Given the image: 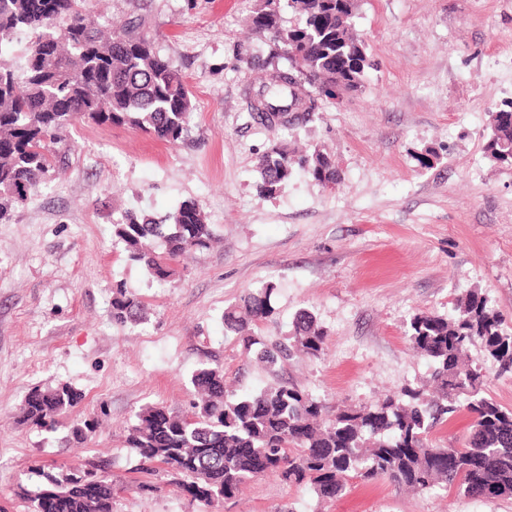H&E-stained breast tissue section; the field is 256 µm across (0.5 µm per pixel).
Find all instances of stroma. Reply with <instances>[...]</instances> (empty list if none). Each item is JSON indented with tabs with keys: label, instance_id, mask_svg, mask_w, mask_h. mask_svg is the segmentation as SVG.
<instances>
[{
	"label": "stroma",
	"instance_id": "35a3bbf8",
	"mask_svg": "<svg viewBox=\"0 0 512 512\" xmlns=\"http://www.w3.org/2000/svg\"><path fill=\"white\" fill-rule=\"evenodd\" d=\"M259 4L87 0L99 27L139 23L186 74L197 110L175 146L76 123L55 171L0 224V512H29L40 472L62 477L91 461L116 484L113 512H512V497L413 493L380 479H355L329 502L310 483L272 476L212 504L184 498L163 472L155 491L136 487L143 475L127 437L138 413L190 412L191 375L208 359L234 394L291 382L332 412L425 383L430 364L406 337L414 314H448L475 289L512 330V168L484 152L489 111L512 99V0H357L353 23L371 60L360 92L290 130L245 109L259 83L250 60L286 64L249 28ZM280 143L329 153L335 189L298 172L277 194H258L257 158ZM187 199L215 242L156 281L112 226L125 211L162 216ZM117 283L146 320L113 323ZM267 283L275 314L262 337L281 340L303 310L327 336L320 358L294 356L274 376L224 331L225 309ZM469 360L487 395L512 407V378L498 376L481 343ZM62 384L82 399L58 425L23 423L28 393ZM86 421L92 432L75 439Z\"/></svg>",
	"mask_w": 512,
	"mask_h": 512
}]
</instances>
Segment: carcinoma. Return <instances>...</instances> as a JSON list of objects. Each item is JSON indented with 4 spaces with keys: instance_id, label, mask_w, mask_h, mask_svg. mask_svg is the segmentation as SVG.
I'll return each instance as SVG.
<instances>
[{
    "instance_id": "cac0c4a2",
    "label": "carcinoma",
    "mask_w": 512,
    "mask_h": 512,
    "mask_svg": "<svg viewBox=\"0 0 512 512\" xmlns=\"http://www.w3.org/2000/svg\"><path fill=\"white\" fill-rule=\"evenodd\" d=\"M85 0H0V223L23 204L54 168L55 145L77 122L124 125L175 145L188 136L196 110L182 73L155 50L150 38L126 23L103 30L85 19ZM289 8L297 23L282 27ZM355 0H261L250 18L253 32L285 49L286 73L305 76L308 105L288 130L319 119L322 102L362 88L370 60L352 25ZM28 35L25 67L17 72L6 50ZM271 110L287 112L296 100L288 77L259 83ZM486 155L512 165V102L489 115ZM323 186L340 175L330 154L316 149L295 154L275 145L259 156L257 189L276 194L295 170ZM112 237L128 257L164 280L170 262L188 251L207 249L212 233L196 200L183 201L163 218L129 212L113 225ZM161 241L164 252L153 249ZM273 285L247 293L238 309L224 312L225 334L247 346H261L263 361L275 369L296 353L320 357L326 334L304 310L293 321L290 341L264 344L255 328L271 320ZM142 319L141 304L118 284L112 291V322L125 326ZM407 338L433 365L420 389H406L381 403L330 414L322 402L297 385L282 383L257 394L237 396L224 389L219 364H204L191 377L198 402L191 419L161 405L137 414L128 445L142 470L154 472L188 457L173 480L193 501L211 504L236 497L257 478L259 465L289 484L308 481L319 498L344 495L354 477L384 479L398 490L454 489L470 497L512 495V408L484 392L486 375L468 364L469 345L479 340L512 376V333L478 291L470 290L453 314L414 315ZM81 394L68 385L40 392L25 407L26 422L54 428L56 418L75 406ZM468 414L456 446H435L432 437L448 421ZM41 512H90L80 494L65 499H31Z\"/></svg>"
}]
</instances>
